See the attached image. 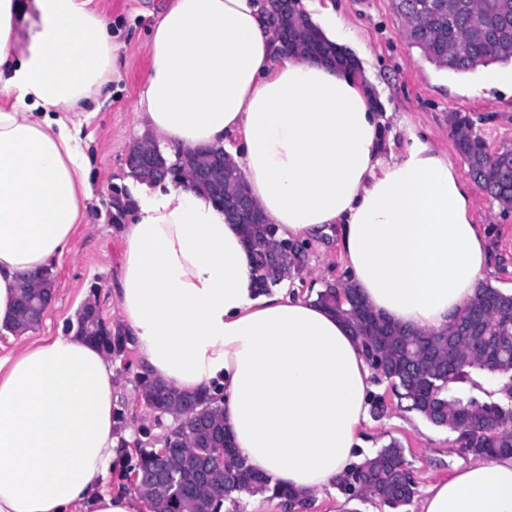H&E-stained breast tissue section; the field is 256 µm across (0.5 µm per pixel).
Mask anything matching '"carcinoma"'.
Wrapping results in <instances>:
<instances>
[{
    "instance_id": "1",
    "label": "carcinoma",
    "mask_w": 512,
    "mask_h": 512,
    "mask_svg": "<svg viewBox=\"0 0 512 512\" xmlns=\"http://www.w3.org/2000/svg\"><path fill=\"white\" fill-rule=\"evenodd\" d=\"M396 17L402 24L407 41L418 48L424 58L440 70L464 74L479 67L512 63V40L498 36L503 24L512 29V0H458L455 8L446 10L440 0H393ZM288 25L292 45L306 53L318 52L323 59L339 70L354 72L356 61L340 48L326 42L302 11L291 14ZM448 125L458 155L468 167L470 176L504 210L512 209V150L490 153L483 138L477 134L471 117L455 112L449 115ZM112 198L119 204L112 206L109 218L121 225L136 208L131 192L121 186L112 187ZM246 239L252 242L249 252L253 259L252 275L261 291H268L288 282L293 271L303 267L307 244L290 241L292 254L298 262H289L273 268L272 274L263 271L265 247L277 238L273 224H245ZM38 306L44 293L26 294L20 289L15 318L5 327L11 334H24L35 329L40 316L31 312L25 300ZM316 303L336 313L350 327L369 358L376 354L383 366L382 375L399 389L398 396L410 402V409L418 412L432 424L447 427L458 433L461 448L472 456L492 460L512 455V294L490 284H481L465 319H456L437 334L418 333L393 324L375 314L364 303H341L336 298V287L325 283L316 294ZM67 332L97 343L104 349L112 348L124 354L125 336L111 333L104 319L76 316ZM508 376L498 389V401L464 400L446 395L434 387L441 379L449 383L471 381V373L490 370ZM153 387L157 395V423L170 417L174 423L189 428L188 447L173 441L168 456L160 461L153 449L141 447L136 453L122 452L118 460L119 475L132 470L155 471L165 469L175 476L176 485L161 489L145 484L138 495L152 501L155 512H214L215 498L219 497L238 508L243 488L250 494L278 499L291 508L309 506V497L294 490L270 487L268 481L257 475L245 462L227 451L224 474L216 480L212 490L194 487L193 480L182 466L187 455L204 464L224 447L226 433L215 435L209 427L222 428L221 412L215 397L206 391L186 402L183 395L161 381ZM406 463L404 448L395 439L383 445L373 456L354 466L343 479L344 492L357 486L358 496L372 498L392 509L409 504L415 494L416 483L396 480L395 470Z\"/></svg>"
}]
</instances>
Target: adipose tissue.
Returning <instances> with one entry per match:
<instances>
[{"mask_svg": "<svg viewBox=\"0 0 512 512\" xmlns=\"http://www.w3.org/2000/svg\"><path fill=\"white\" fill-rule=\"evenodd\" d=\"M323 38L355 42L333 0H302ZM140 134L224 148L280 238L329 227L374 312L437 333L475 299L492 254L472 190L416 127L383 143L371 70L278 55L258 0H164L153 16ZM96 0H0V326L25 277L69 251L91 197L82 125L125 65ZM112 294L143 377L208 390L238 457L272 484L332 489L358 460L376 378L346 323L288 288L257 293L242 227L192 188L136 187ZM116 364L64 334L0 357V512H143L100 486ZM418 512H512V456L428 486Z\"/></svg>", "mask_w": 512, "mask_h": 512, "instance_id": "obj_1", "label": "adipose tissue"}]
</instances>
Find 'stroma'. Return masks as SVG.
Returning <instances> with one entry per match:
<instances>
[{"label":"stroma","instance_id":"1","mask_svg":"<svg viewBox=\"0 0 512 512\" xmlns=\"http://www.w3.org/2000/svg\"><path fill=\"white\" fill-rule=\"evenodd\" d=\"M159 0H98L104 17L120 33L126 64L120 81L111 84L112 97L85 127L84 149L90 163L92 209L81 225L74 247L53 272L55 299L29 340L62 334L65 323L75 320L80 307L95 299L107 322H118L112 298L123 255L119 226L112 224L113 186H133L125 163L136 144L135 107L150 73L148 52L149 10ZM336 8L349 22L358 42L372 61L376 83L383 92L380 111L386 112L387 129L410 120L425 133L433 146L452 159L459 172H466L448 126L452 112L469 113L489 152L512 147V91L492 88L475 96L467 86L470 76L436 70L411 47L392 9V0H335ZM474 217L487 229L496 267L488 284L512 287V210L503 211L481 188H474ZM345 272L336 234L310 242L306 264L292 280V287L308 291L323 287ZM135 354H128L116 369L115 396L125 403L128 428L165 432L140 401V378ZM375 395L384 397L388 409L383 417L369 418L363 427V456H370L390 440L401 442L405 459L416 477L417 489L446 480L474 464L473 456L459 450L455 434L437 427L397 400L389 380L377 381Z\"/></svg>","mask_w":512,"mask_h":512}]
</instances>
